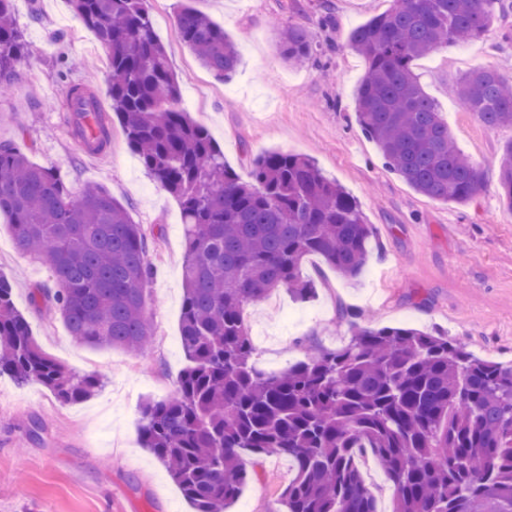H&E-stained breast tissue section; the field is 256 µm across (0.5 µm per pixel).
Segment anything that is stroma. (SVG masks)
Here are the masks:
<instances>
[{"label": "stroma", "instance_id": "35a3bbf8", "mask_svg": "<svg viewBox=\"0 0 512 512\" xmlns=\"http://www.w3.org/2000/svg\"><path fill=\"white\" fill-rule=\"evenodd\" d=\"M332 24H323L322 2ZM185 0H148L187 112L200 122L241 180L268 151L313 158L361 204L375 230L368 262L340 278L321 258L302 266L316 295L297 300L287 288L245 310L254 361L274 374L311 349L346 345L354 327H414L448 336L474 355L512 365V210L503 205L499 168L511 127H491L450 92L469 70L496 69L512 83V14L481 38L451 45L414 63L425 92L440 106L457 147L485 174L474 200L444 205L406 184L385 164L355 120V91L365 71L348 45L350 31L383 12L389 0H194L237 43L230 82L216 81L183 45L177 15ZM30 53L0 89V144L28 146L36 164L52 167L81 194L107 187L144 225L153 274L147 315L153 331L138 353L75 342L61 319L30 307L32 288L51 283L46 266L16 248L0 216V271L14 280V301L42 350L74 373L95 374L91 398L61 404L46 388L0 376V512H192L166 469L140 448L148 400L167 398L186 364L180 347L184 236L177 201L148 175L112 120L110 146L84 152L74 115L54 97L63 82L85 83L107 99L108 51L75 16L69 0H13ZM308 28L321 54L303 66L284 63L275 33ZM227 512H282L280 494L293 463L265 456Z\"/></svg>", "mask_w": 512, "mask_h": 512}]
</instances>
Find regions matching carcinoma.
<instances>
[{"mask_svg": "<svg viewBox=\"0 0 512 512\" xmlns=\"http://www.w3.org/2000/svg\"><path fill=\"white\" fill-rule=\"evenodd\" d=\"M0 0V86L28 52ZM108 49L110 111L154 182L174 196L184 224L180 343L187 360L174 394L145 405L141 447L161 463L194 512H224L256 471V457L294 463L281 493L286 512H378L357 466L371 450L394 486L392 512H512V366L413 327H366L344 347L313 353L280 374L253 365L245 307L282 286L304 301L319 256L342 278L363 270L374 237L353 196L307 156L269 151L240 181L206 129L181 106V87L153 31L147 0H70ZM512 11L506 0H391L350 33L366 64L355 117L386 165L418 193L465 205L482 188L413 62L478 39ZM179 35L199 64L227 82L236 43L204 12L184 6ZM291 66L322 46L305 27L278 32ZM459 103L488 126L512 127V88L478 69L456 86ZM75 134L100 154L107 113L84 84L70 91ZM499 172L512 210V144ZM0 214L16 248L44 263L56 287L38 285L36 309L61 316L71 337L95 348L138 350L152 331L146 284L150 240L128 209L98 186L74 195L28 150L0 145ZM49 389L63 403L90 398L93 376L69 373L43 352L0 274V375Z\"/></svg>", "mask_w": 512, "mask_h": 512, "instance_id": "carcinoma-1", "label": "carcinoma"}]
</instances>
